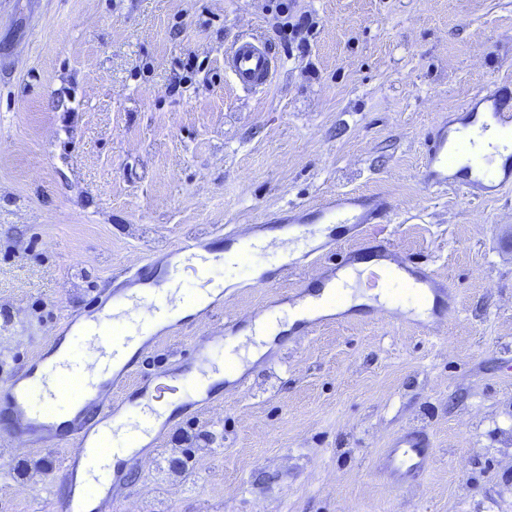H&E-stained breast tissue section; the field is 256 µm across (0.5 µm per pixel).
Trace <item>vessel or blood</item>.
Instances as JSON below:
<instances>
[{
	"mask_svg": "<svg viewBox=\"0 0 512 512\" xmlns=\"http://www.w3.org/2000/svg\"><path fill=\"white\" fill-rule=\"evenodd\" d=\"M237 85L259 89L273 79L275 67L258 43L242 41L224 60ZM465 124L480 134L512 139V82L498 84L493 93L470 98L461 107ZM420 182L426 190L454 189L463 197L479 201L497 197L512 187V152L503 157L478 151L475 139L463 138L448 121H440L423 136ZM390 209L379 192H339L325 203L295 218L281 220L285 236L267 242V250L278 253L277 270L263 274L262 283L273 281L278 272L297 270L320 260L342 239L353 242L344 256L324 267L314 283L298 284V300L325 297L341 304L349 287L348 272L356 263H382L391 286L413 294L416 303L452 307L453 294L446 282L426 265L398 257L386 238L378 237L375 225ZM236 244L233 232L218 235L215 242L196 235L184 236L169 256L175 264L159 263L147 256L131 270L138 290L115 287L109 297L93 298L87 313L64 316L56 336L21 372L0 382V412L8 414L19 437L43 443L61 453L60 470L68 486L63 500L52 503V512H106L114 499L127 461H141L154 454L162 436L174 425L173 416L160 413L164 394L176 395L182 414L198 412L214 402L210 375L225 371L214 351L224 339L211 336L196 351L190 378L169 374L154 384L142 379L136 394H128V381L154 352L160 338L159 325L169 322L171 311L184 307L183 324H195L218 307L203 301L175 283L177 271L205 278L214 264ZM81 340L87 352L79 358L68 342ZM71 406L74 418L58 425L62 405ZM433 460L426 432L397 433L378 455L375 469L387 483L404 486L419 483Z\"/></svg>",
	"mask_w": 512,
	"mask_h": 512,
	"instance_id": "1",
	"label": "vessel or blood"
}]
</instances>
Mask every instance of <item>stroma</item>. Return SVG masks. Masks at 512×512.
Listing matches in <instances>:
<instances>
[{
	"mask_svg": "<svg viewBox=\"0 0 512 512\" xmlns=\"http://www.w3.org/2000/svg\"><path fill=\"white\" fill-rule=\"evenodd\" d=\"M312 15L306 55L279 31ZM261 42L272 84L224 69ZM512 80V0H0V379L63 315L185 231L246 229L345 191L380 192L397 250L447 281L438 331L373 307L279 333L243 391L166 434L114 512H512V189L486 201L420 182L422 135ZM300 276L236 293L171 333L186 366L226 317L289 304ZM403 429L435 452L420 484L374 460ZM0 424V512L60 497Z\"/></svg>",
	"mask_w": 512,
	"mask_h": 512,
	"instance_id": "obj_1",
	"label": "stroma"
}]
</instances>
